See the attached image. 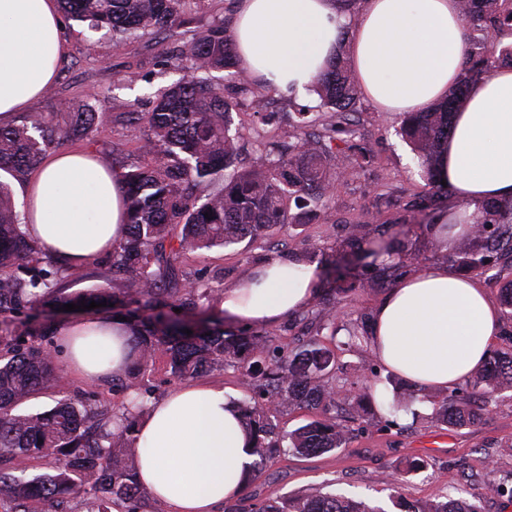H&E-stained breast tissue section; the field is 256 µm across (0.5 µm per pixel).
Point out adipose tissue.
I'll use <instances>...</instances> for the list:
<instances>
[{
  "label": "adipose tissue",
  "mask_w": 512,
  "mask_h": 512,
  "mask_svg": "<svg viewBox=\"0 0 512 512\" xmlns=\"http://www.w3.org/2000/svg\"><path fill=\"white\" fill-rule=\"evenodd\" d=\"M232 39L241 65L284 93L301 94L341 56L375 111L426 112L448 95L467 54L459 0H237ZM57 0H0V125L51 83L64 54ZM437 180L468 208L446 233L468 234L484 203L512 200V67L470 84L441 145ZM118 176L83 150L49 153L21 188L33 235L58 263L108 252L125 230ZM315 265L302 257L259 266L225 289L236 323L263 327L309 306ZM501 320L482 283L436 263L399 282L371 314L375 356L386 369L445 397L487 359ZM64 371L119 376L129 332L98 316L67 325ZM139 478L172 512H213L242 495L253 457L234 401L223 387L176 389L138 426Z\"/></svg>",
  "instance_id": "1"
}]
</instances>
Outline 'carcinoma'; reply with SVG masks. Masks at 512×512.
Returning a JSON list of instances; mask_svg holds the SVG:
<instances>
[{
	"mask_svg": "<svg viewBox=\"0 0 512 512\" xmlns=\"http://www.w3.org/2000/svg\"><path fill=\"white\" fill-rule=\"evenodd\" d=\"M186 0H61L65 12L93 30L107 29L112 39L140 32L165 34L182 23ZM465 24L478 35L470 43L467 67L448 98L430 112L410 113L402 133L412 146L420 176L431 188L440 141L451 130L453 113L463 102L469 82L487 72L488 55L512 65V46L498 37L512 35V0H460ZM179 57L193 61V72L164 92L151 108L137 113L145 128L140 152L145 162L122 173L127 234L112 249V279L100 288L68 293L76 275L45 255L30 235L23 214L0 181V315L19 314L38 305L63 309L106 303L129 320L130 364L125 377L112 381L126 400L119 408L98 399L62 396L44 412L24 413L17 407L41 390H63L65 380L54 362L57 328L52 323L24 325L6 340L0 353V512H32L43 502L51 512H163L139 484L135 429L148 412L153 390L142 383L156 353L165 351L170 373L195 378L224 365L237 366L247 376L251 400L239 404L246 428L254 435L252 468L259 472L280 453L313 455L345 446L348 427L336 407L356 399H373L365 392L341 390L329 379L344 370L333 350L316 334L295 349L275 346L259 335L224 329V316L194 319L197 300L206 295L203 276L179 273L183 257L202 249L229 247L262 236L272 224H303L317 215L330 196L329 187L357 168L341 167L345 153L362 151L354 143L357 102L361 96L351 70L341 59L312 86L315 105H298L289 114L294 128L321 124L314 145L293 135L287 146L271 144L267 162L238 166V133L232 131L233 101L226 88L209 74L238 66L232 37L224 24H214L182 43ZM109 113L91 105L63 113V125L48 129L31 115L19 125L0 127V171H32L64 141L104 129ZM336 156L331 168L328 157ZM222 188L190 202L203 185ZM297 212L290 213V206ZM482 231L475 246L457 249L454 262L465 271L482 270L492 255L512 253V202H488L478 208ZM181 228L173 235L174 228ZM371 240L362 225L350 227L340 247L352 253ZM374 261L386 267L414 260L393 257V245L380 242ZM181 312L176 313L174 309ZM341 311L324 307L315 314L319 327L341 350L360 351L371 341L370 316L357 315L345 340L337 339ZM189 329L192 334L184 333ZM512 388V351L491 353L489 361L465 381L466 395L450 394L436 415L453 427L475 423L493 402V395ZM317 406L323 416L283 435L264 406ZM49 458L44 473L30 475L26 462ZM245 512H384L362 500L335 493L262 497L256 493ZM407 512H475L461 500L424 501Z\"/></svg>",
	"mask_w": 512,
	"mask_h": 512,
	"instance_id": "cac0c4a2",
	"label": "carcinoma"
}]
</instances>
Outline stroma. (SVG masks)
Returning a JSON list of instances; mask_svg holds the SVG:
<instances>
[{"instance_id":"1","label":"stroma","mask_w":512,"mask_h":512,"mask_svg":"<svg viewBox=\"0 0 512 512\" xmlns=\"http://www.w3.org/2000/svg\"><path fill=\"white\" fill-rule=\"evenodd\" d=\"M66 39L67 50L54 83L28 105V112L41 114L55 125L61 123L66 109L87 104L101 107L111 112V124L93 137L71 140V147L90 149L119 171L142 164L138 147L144 129L135 115L189 74L191 63H167L173 45L153 33L118 44L106 32L91 31L86 23L71 19ZM314 101L310 93L291 98L265 90L238 106L234 123L244 134L243 164H262L265 142L287 138L293 103ZM357 109V142L367 148L369 162L330 197L318 218L300 225L274 224L256 242L203 249L182 259L181 270L190 277L204 274L212 290L200 310L218 311L225 289L241 283L267 260H285L318 249L336 258L335 269L319 271L323 289H336L337 300L347 301L349 311L371 312L388 288L377 283L370 257L339 251L352 224L384 235L401 252L416 256L419 266L452 260L453 249L430 231L435 216L451 207L452 199L414 212V202L427 195L428 188L417 174L410 146L399 133L400 118L376 112L364 99ZM263 112L275 113V123L262 125L259 115ZM380 412L390 413L385 406ZM435 412L433 403L418 400L390 413L396 421L390 428L353 423L345 447L317 455L279 456L267 463L247 491L288 496L335 489L382 505L387 512H402L403 504L447 494L470 500L477 512H512V497L485 491L489 479L512 482V457L500 453L512 443V394L502 393L471 426H442L435 422ZM409 458L425 459L428 466L406 471Z\"/></svg>"}]
</instances>
